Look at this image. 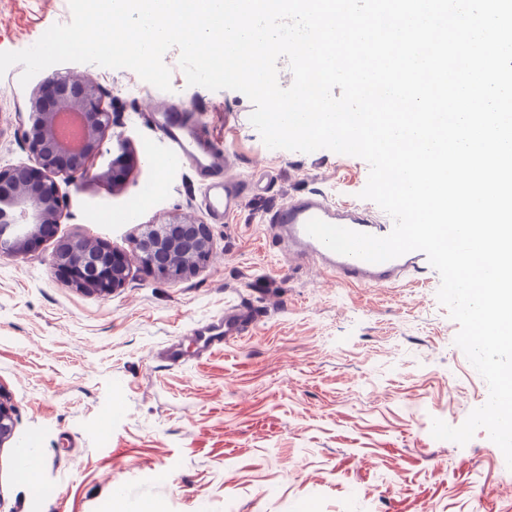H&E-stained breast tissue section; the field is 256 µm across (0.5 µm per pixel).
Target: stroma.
Wrapping results in <instances>:
<instances>
[{
  "instance_id": "obj_1",
  "label": "stroma",
  "mask_w": 512,
  "mask_h": 512,
  "mask_svg": "<svg viewBox=\"0 0 512 512\" xmlns=\"http://www.w3.org/2000/svg\"><path fill=\"white\" fill-rule=\"evenodd\" d=\"M71 19L68 0H0V51L35 44ZM178 49L162 91L129 69L60 63L101 84L112 138L90 173L60 179L67 198L53 239L0 258V396L15 430L0 444V512H512V469L486 430L466 445L433 438V419L461 425L488 385L455 345L459 330L436 297L437 271L386 286L351 287L312 265L289 263L267 213L309 191L389 216L360 198L369 165L320 149H268L234 90L188 85ZM22 66L0 76V167L23 161L30 97ZM191 109L196 129L232 156L241 178L262 173L226 223L205 206L191 165L146 162L160 150L154 112ZM131 139L133 164L100 179ZM134 209V224L110 223ZM189 215L210 226L211 261L171 281L132 267L102 297L71 286L58 243L101 241L127 253L144 225ZM249 304L258 321L240 340L195 353L197 326ZM179 343L186 359L164 352ZM31 441L36 485L14 450ZM488 486V495L476 493Z\"/></svg>"
}]
</instances>
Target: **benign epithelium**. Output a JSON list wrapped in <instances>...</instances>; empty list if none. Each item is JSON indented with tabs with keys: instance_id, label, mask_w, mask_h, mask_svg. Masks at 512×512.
Segmentation results:
<instances>
[{
	"instance_id": "benign-epithelium-1",
	"label": "benign epithelium",
	"mask_w": 512,
	"mask_h": 512,
	"mask_svg": "<svg viewBox=\"0 0 512 512\" xmlns=\"http://www.w3.org/2000/svg\"><path fill=\"white\" fill-rule=\"evenodd\" d=\"M28 161L0 167V256H25L54 236L66 208L56 177L85 175L112 128L102 87L54 72L30 99ZM215 247L208 225L172 216L149 224L127 255L84 239L58 244L54 260L71 284L108 296L123 287L132 261L168 280L195 272ZM14 411L0 397V443L11 438Z\"/></svg>"
}]
</instances>
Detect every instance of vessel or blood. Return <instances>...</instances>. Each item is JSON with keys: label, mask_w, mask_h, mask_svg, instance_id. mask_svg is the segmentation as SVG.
<instances>
[{"label": "vessel or blood", "mask_w": 512, "mask_h": 512, "mask_svg": "<svg viewBox=\"0 0 512 512\" xmlns=\"http://www.w3.org/2000/svg\"><path fill=\"white\" fill-rule=\"evenodd\" d=\"M156 126L170 169L192 163L199 176L210 180L212 192L207 200L209 209L218 219L229 220L250 190L249 183L232 175L229 152L210 143L206 135L195 133L187 110L172 109L160 113L156 117ZM313 218L378 237L388 235L392 227L373 220L361 207L335 205L322 193L315 191L291 199L269 214L267 221L275 228L280 247L288 249L296 259L312 261L334 271L341 282L383 284L407 273L427 272L430 267L427 256L420 251L381 263L334 253L306 232L305 225ZM256 319V314L242 307L227 310L223 329H216L211 323L205 324L196 329L194 341L206 348L236 341Z\"/></svg>", "instance_id": "1"}]
</instances>
